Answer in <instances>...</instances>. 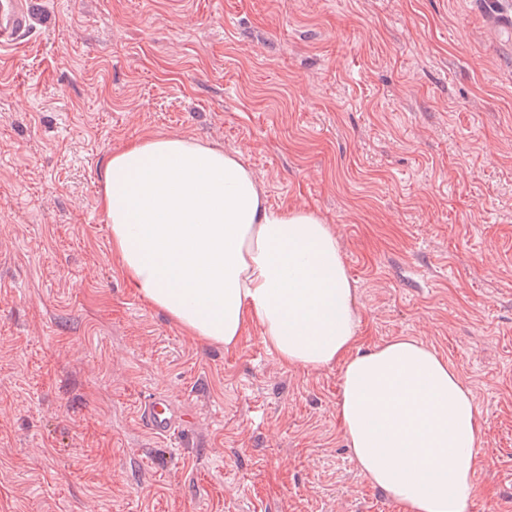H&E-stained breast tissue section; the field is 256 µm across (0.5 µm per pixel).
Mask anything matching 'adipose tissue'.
<instances>
[{
	"label": "adipose tissue",
	"instance_id": "adipose-tissue-1",
	"mask_svg": "<svg viewBox=\"0 0 512 512\" xmlns=\"http://www.w3.org/2000/svg\"><path fill=\"white\" fill-rule=\"evenodd\" d=\"M101 204L122 274L171 322L227 348L251 322L284 365L343 363V430L368 481L403 512H468L474 398L417 340L354 353V283L321 216L271 207L237 156L176 135L114 151Z\"/></svg>",
	"mask_w": 512,
	"mask_h": 512
}]
</instances>
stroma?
Wrapping results in <instances>:
<instances>
[{
	"mask_svg": "<svg viewBox=\"0 0 512 512\" xmlns=\"http://www.w3.org/2000/svg\"><path fill=\"white\" fill-rule=\"evenodd\" d=\"M0 49V512H402L357 467L342 364L247 327L189 336L131 288L101 206L112 151L238 155L335 231L354 349L446 359L482 422L469 512H512V0H35ZM168 396L181 446L137 408Z\"/></svg>",
	"mask_w": 512,
	"mask_h": 512,
	"instance_id": "35a3bbf8",
	"label": "stroma"
}]
</instances>
